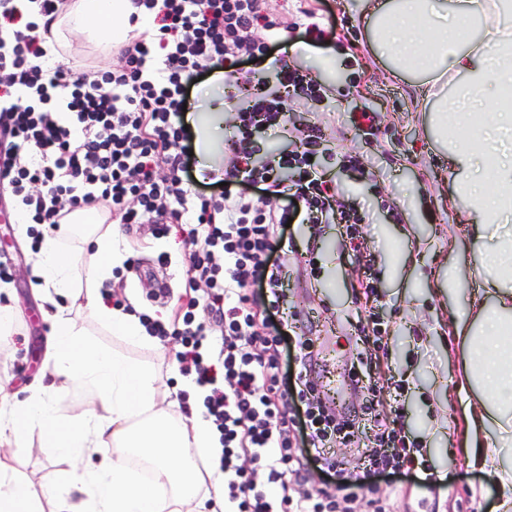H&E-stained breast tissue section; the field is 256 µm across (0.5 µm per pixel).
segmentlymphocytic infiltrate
Returning a JSON list of instances; mask_svg holds the SVG:
<instances>
[{
	"label": "lymphocytic infiltrate",
	"mask_w": 512,
	"mask_h": 512,
	"mask_svg": "<svg viewBox=\"0 0 512 512\" xmlns=\"http://www.w3.org/2000/svg\"><path fill=\"white\" fill-rule=\"evenodd\" d=\"M66 0H0V194L14 199L40 243L42 225L78 209L104 207L113 223L151 235L173 230L188 246L186 285L204 288L180 322L147 312V335L179 340L175 359L203 388V416L224 446L229 512H353L327 487L304 488L309 461L329 471L333 451L360 443L363 419L375 426L371 466L414 465L419 450L390 429L376 387L345 413L323 402L308 374L314 341L281 318L288 265L280 252L294 238L287 222H341L354 235L362 217L336 206L317 171L320 127L298 129L301 150L262 151L261 140L288 122V103L316 101L322 89L276 55L279 33L270 0H134L149 32L122 45L121 66L77 69L40 25ZM246 64L238 72V64ZM229 67L238 94L234 135L220 197L192 191L183 106L193 81ZM262 186V196L243 186ZM279 198L270 206L266 195ZM293 352L301 373L280 385V361ZM263 470L256 483L243 468Z\"/></svg>",
	"instance_id": "obj_1"
}]
</instances>
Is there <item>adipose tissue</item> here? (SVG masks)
Listing matches in <instances>:
<instances>
[{"mask_svg":"<svg viewBox=\"0 0 512 512\" xmlns=\"http://www.w3.org/2000/svg\"><path fill=\"white\" fill-rule=\"evenodd\" d=\"M135 12L133 0H68L51 33L57 40L75 37L108 47L146 30L147 20ZM456 18L481 23L478 44L449 41L448 23ZM371 20L382 23L383 42L402 62L417 61L426 81L462 80L461 95L442 102L439 121L466 124L481 136L478 145L449 150L448 162L481 227L480 274L495 300L481 299L475 309L461 311L455 328L481 340L463 367L461 389L473 395L467 452L490 481L505 487L512 484V462L484 450L482 440L512 433V226L500 221L512 212V144L495 151L493 184L478 181L476 173L491 141H512V111L500 105L502 89L512 86V16L504 0H460L453 10L446 0H380ZM85 217L77 210L57 229L45 230L33 255L32 273L50 323V380L30 386L22 397L0 395V512H48L47 502L49 512H180L184 505H223L217 433L205 420L184 422L173 405H162L151 369L96 346L70 316L79 306L121 336L156 343L100 294L113 268L126 260L120 225ZM71 388L81 389L83 400L66 418L53 395ZM34 429L70 462L69 471L38 494L29 477L4 462ZM199 457L208 460L207 471L196 466Z\"/></svg>","mask_w":512,"mask_h":512,"instance_id":"ef3b65f1","label":"adipose tissue"}]
</instances>
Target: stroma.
Listing matches in <instances>:
<instances>
[{"mask_svg":"<svg viewBox=\"0 0 512 512\" xmlns=\"http://www.w3.org/2000/svg\"><path fill=\"white\" fill-rule=\"evenodd\" d=\"M366 11V0H278L276 21L281 36L292 42V60L325 89L323 100L300 114L325 129L319 170L338 188L342 204L367 213L357 227L358 248L350 247L339 224L324 225L312 242L297 237L298 251L308 259L290 267L288 311L310 324L320 351L311 378L321 398L344 412L356 404L351 372L376 381L383 388L381 402L402 409L397 426L416 443L431 475L420 480L415 470L404 468L380 476L368 470L361 449L346 448L339 453L344 476L330 478L314 467L306 481L327 484L340 497L344 477L357 478L391 494L396 512H512V489L491 483L464 449L469 427L456 383L470 344L457 338L450 320L484 281L477 273L483 259L478 229L456 193L448 147L432 123V104L453 88L426 85L396 70L375 46ZM307 19L323 29V44H306ZM363 112L372 113V125L359 124ZM229 134L224 128L211 142L193 143V190L219 195V188L200 178L199 169L208 159L223 164ZM127 240L129 263L114 277L113 291L134 308L145 306L153 316L171 319L177 300L171 294L149 298L153 284L146 273L159 253H168L172 287L182 288L181 241L172 235L143 239L132 234ZM29 246L10 200L0 199V263L11 269L6 286L16 311L10 330L0 334V387L12 395L23 394L40 372L49 332L35 281L26 275ZM365 268L375 289L369 297L356 292ZM364 303L383 327L381 363L371 371L360 367L354 326ZM75 319L90 341L153 368L161 388L180 407L194 409L174 361L177 339H170L160 355L114 335L87 314L77 313ZM11 463L37 483L66 467L36 433Z\"/></svg>","mask_w":512,"mask_h":512,"instance_id":"35a3bbf8","label":"stroma"}]
</instances>
